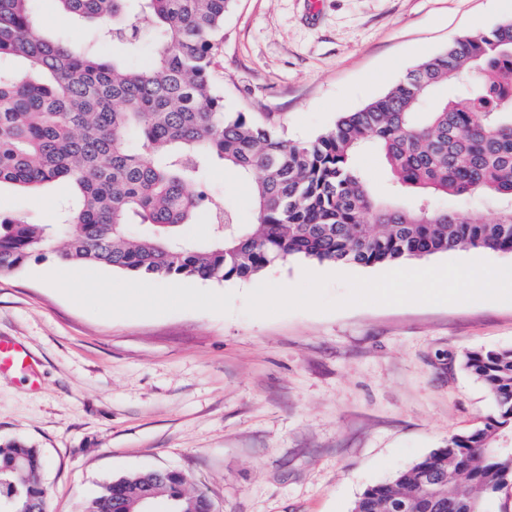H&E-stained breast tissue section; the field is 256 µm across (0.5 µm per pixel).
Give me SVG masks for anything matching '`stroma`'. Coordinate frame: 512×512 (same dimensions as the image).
<instances>
[{
    "mask_svg": "<svg viewBox=\"0 0 512 512\" xmlns=\"http://www.w3.org/2000/svg\"><path fill=\"white\" fill-rule=\"evenodd\" d=\"M512 20V0H235L213 74L224 109L311 139L388 92L454 38ZM209 188L252 220L249 191ZM67 183L0 188V218L53 224ZM414 268L512 274V252L458 249ZM385 266L291 259L251 280L151 279L63 266L53 251L0 274V443L41 448L48 512H82L127 473L177 470L213 512H350L493 407L466 352L512 348V298L492 290L384 304ZM112 295L104 308L101 292ZM27 361V355L17 345L6 342L0 337V371L24 367Z\"/></svg>",
    "mask_w": 512,
    "mask_h": 512,
    "instance_id": "1",
    "label": "stroma"
}]
</instances>
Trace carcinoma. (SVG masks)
Masks as SVG:
<instances>
[{"label":"carcinoma","instance_id":"1","mask_svg":"<svg viewBox=\"0 0 512 512\" xmlns=\"http://www.w3.org/2000/svg\"><path fill=\"white\" fill-rule=\"evenodd\" d=\"M39 0H0V185L37 190L70 181L60 222L0 219V272L52 247L70 264L142 279L246 280L290 258L373 267L459 248L512 252V21L454 40L383 97L308 140L224 111L212 78L217 36L233 0H55L90 25L81 44L44 31ZM149 20L143 59L135 10ZM118 45L112 57L105 45ZM379 153V195L356 157ZM220 161L249 185L253 222L213 195ZM478 199L486 223L439 204ZM205 215L200 241L187 232ZM493 400L481 426L448 438L411 467L365 488L351 512H493L512 489V349L467 353ZM40 449L0 443V499L38 498ZM173 470L104 483L84 512H127L141 491L177 512L205 497Z\"/></svg>","mask_w":512,"mask_h":512}]
</instances>
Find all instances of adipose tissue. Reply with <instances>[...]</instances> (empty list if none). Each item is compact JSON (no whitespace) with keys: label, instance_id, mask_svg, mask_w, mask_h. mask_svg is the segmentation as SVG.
Returning a JSON list of instances; mask_svg holds the SVG:
<instances>
[{"label":"adipose tissue","instance_id":"obj_1","mask_svg":"<svg viewBox=\"0 0 512 512\" xmlns=\"http://www.w3.org/2000/svg\"><path fill=\"white\" fill-rule=\"evenodd\" d=\"M405 277L404 271H396L392 274V287L383 289L380 298L386 303H401L414 299H433L439 294L440 288L456 286L460 283L470 285L496 283L497 285L510 289L512 278L508 276L494 275L492 270L474 267L468 270H461L450 266L438 270H420L415 275V285L411 288L403 287L402 281Z\"/></svg>","mask_w":512,"mask_h":512}]
</instances>
